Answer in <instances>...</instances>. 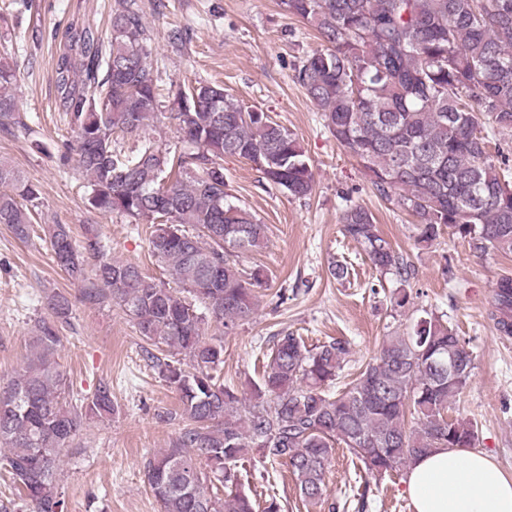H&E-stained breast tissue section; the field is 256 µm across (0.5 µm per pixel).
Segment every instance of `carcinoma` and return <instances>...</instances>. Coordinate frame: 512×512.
Here are the masks:
<instances>
[{"label":"carcinoma","mask_w":512,"mask_h":512,"mask_svg":"<svg viewBox=\"0 0 512 512\" xmlns=\"http://www.w3.org/2000/svg\"><path fill=\"white\" fill-rule=\"evenodd\" d=\"M281 5L326 43L302 60L298 82L373 190L418 219L417 241L432 243L447 231L481 255H512V166L504 153L490 151L498 136L512 133V0ZM76 42L79 62L67 54L58 60L57 87L73 133L60 161L85 173L92 209L150 225V252L176 287L109 258L94 233L79 247L69 225L51 224L45 242L84 303L118 304L139 336L167 353L151 359L179 393L184 426L144 465L160 512H257L235 471L253 450L287 466L300 497L317 506L338 448L380 478L431 448L475 447L474 423L449 414L471 378L472 354L436 317L386 337L378 356L339 391L332 387L348 343L336 339L310 349L292 333L275 337L249 400L220 382L224 343L205 339L204 325L211 319L227 335L255 313L263 275L244 272L235 257L267 239L266 225L227 199L224 158L250 161L297 198L313 189L309 158L293 133L243 108L220 84L181 86L163 111L137 0H118L108 48L87 30ZM14 80V67L0 61L1 131L27 129ZM158 117L173 123L189 148L176 154L145 139L130 155L112 149L114 134H139ZM38 199L0 160V224L28 239ZM341 224L375 269L410 279L411 264L368 209L347 205ZM46 304L54 320L38 322L26 365L0 382V447L7 450L0 465L28 512H65L57 479L64 452L89 421L112 417L115 406L104 382L85 404L66 400L54 353L71 302L51 292ZM492 317L512 334V278L496 282ZM450 353L458 364L454 374L438 368ZM178 355L189 358L190 368Z\"/></svg>","instance_id":"obj_1"}]
</instances>
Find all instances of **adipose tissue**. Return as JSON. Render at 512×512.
<instances>
[{
  "mask_svg": "<svg viewBox=\"0 0 512 512\" xmlns=\"http://www.w3.org/2000/svg\"><path fill=\"white\" fill-rule=\"evenodd\" d=\"M406 485L414 512H512V476L478 449H432L412 460Z\"/></svg>",
  "mask_w": 512,
  "mask_h": 512,
  "instance_id": "adipose-tissue-1",
  "label": "adipose tissue"
}]
</instances>
